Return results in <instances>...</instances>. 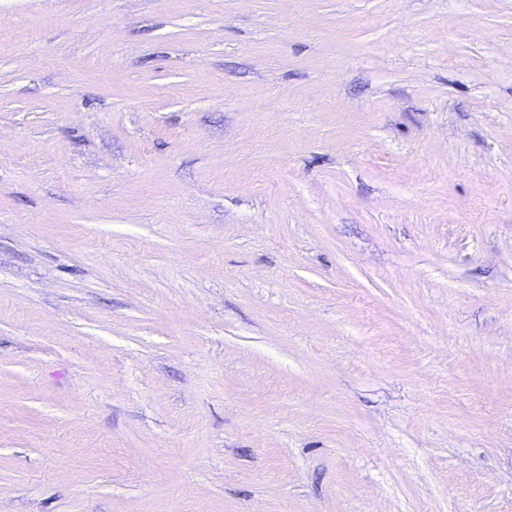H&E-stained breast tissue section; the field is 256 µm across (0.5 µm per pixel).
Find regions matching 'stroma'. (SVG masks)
Wrapping results in <instances>:
<instances>
[{"label":"stroma","mask_w":512,"mask_h":512,"mask_svg":"<svg viewBox=\"0 0 512 512\" xmlns=\"http://www.w3.org/2000/svg\"><path fill=\"white\" fill-rule=\"evenodd\" d=\"M0 512H512V0H0Z\"/></svg>","instance_id":"stroma-1"}]
</instances>
